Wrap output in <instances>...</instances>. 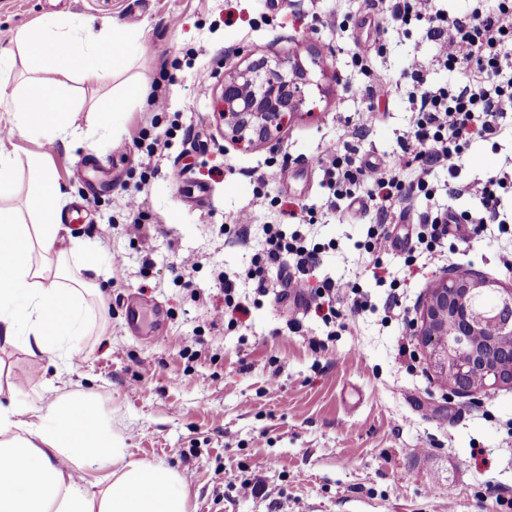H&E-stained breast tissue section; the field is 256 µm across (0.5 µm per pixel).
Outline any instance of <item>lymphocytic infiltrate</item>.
<instances>
[{
  "label": "lymphocytic infiltrate",
  "instance_id": "obj_1",
  "mask_svg": "<svg viewBox=\"0 0 512 512\" xmlns=\"http://www.w3.org/2000/svg\"><path fill=\"white\" fill-rule=\"evenodd\" d=\"M388 2V15L393 23L400 26L414 21L422 23L427 37L437 43V62L452 69L468 66L470 75L464 83L436 87L428 84L423 66L412 70V101L418 112L416 130L411 145L403 147L389 164L356 160L348 142L341 140L330 142L323 150L321 160L328 165L326 173L335 201L363 194L378 207L382 221L369 227L364 243L368 263L375 270L381 268L387 251L396 244L383 223L394 212L392 199L402 200L416 192L430 194L427 180L430 167L444 166L449 175H456L458 159L472 135L496 136L512 117V57L501 51L502 45L512 40V0H498L496 10L490 14L475 9L455 18L436 10L434 0ZM415 159L422 163L420 174L415 182L404 183L402 175ZM507 187H512V170L449 187V196L475 197L480 209L464 218L451 208L423 213L411 250L426 253L431 260L438 261L451 225L464 220L476 233L488 224L506 226L500 211V191ZM264 233V245L254 255L253 267L248 272L256 281L258 295L267 293L261 279L265 269H279L289 261L294 267L287 279L289 292L299 298L306 290H314L317 308L322 311L326 324L346 321L348 315L367 310L361 288H353L350 306L345 311L338 307L342 291L335 281L327 279L318 288H310L306 275L318 251L308 247L300 233L285 234L276 224L265 225Z\"/></svg>",
  "mask_w": 512,
  "mask_h": 512
}]
</instances>
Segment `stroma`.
<instances>
[{
	"label": "stroma",
	"instance_id": "35a3bbf8",
	"mask_svg": "<svg viewBox=\"0 0 512 512\" xmlns=\"http://www.w3.org/2000/svg\"><path fill=\"white\" fill-rule=\"evenodd\" d=\"M336 15L338 26L325 22ZM384 0H0V53L14 52L0 81L22 89L35 78L17 55L16 36L48 18L115 24L139 31L143 53L124 71L96 84L72 72L65 80L70 134L47 142L10 132V97L0 98V146L16 160L13 195L19 205L34 190L28 165L44 155L67 202L62 222L73 246V272L91 255L101 297L92 325L64 370L50 355L0 347V384L14 385L21 402L41 405L75 391L99 401L132 458L180 472L187 512H508L495 495L512 491V388L486 396L454 397L439 385L413 324L429 289L446 268L474 270L512 287V235L486 225L462 231L443 261L400 249L385 255L378 286L360 244L376 222L372 209L336 211L318 158L342 139L357 158L388 163L410 141L416 114L409 96L411 68L427 81L451 86L462 77L435 62L436 47L419 24L395 26ZM372 51L368 69L352 61V30ZM298 57L311 83L300 111L281 133L259 146L225 141L218 132L217 97L225 70L244 67L248 54ZM212 71L206 91L196 88L188 57ZM140 95L113 122L98 105L125 84ZM167 106L157 110L154 97ZM377 121L361 130L359 118ZM167 148L147 154L154 138ZM281 170L269 203L257 201L268 166ZM512 168V128L489 140H471L459 161L462 183ZM431 196L401 201L404 221L393 236L412 232L424 211L454 207L477 212V199L448 197V172L428 177ZM141 201L140 230L126 219L130 194ZM314 212L302 232L325 244L310 286L332 279L357 283L371 310L356 317L324 351L313 342L326 327L314 300L276 301L286 271L270 269L269 290L258 298L246 272L267 224H285L299 205ZM242 236L225 238L228 227ZM149 248H142V240ZM196 266L186 271L184 258ZM236 281L249 305L232 323L210 325L223 306L218 274ZM396 284L401 314L385 321L387 284ZM143 316L141 332L127 324L130 304ZM297 330H289V323ZM411 339L415 360L400 356ZM246 478L278 491L241 496Z\"/></svg>",
	"mask_w": 512,
	"mask_h": 512
}]
</instances>
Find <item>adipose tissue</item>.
<instances>
[{"label": "adipose tissue", "mask_w": 512, "mask_h": 512, "mask_svg": "<svg viewBox=\"0 0 512 512\" xmlns=\"http://www.w3.org/2000/svg\"><path fill=\"white\" fill-rule=\"evenodd\" d=\"M17 44L41 76L14 93L10 121L25 134L58 138L69 128L63 77L77 69L97 83L119 73L138 38L52 19L19 33ZM29 164L39 172L36 192L24 208L0 204V343L64 358L84 336L87 299L99 288L89 276L93 261L85 276H71L61 188L39 158ZM77 459L99 476L75 479L66 465ZM0 512H187L185 483L162 463L129 458L99 402L64 393L46 406L0 404Z\"/></svg>", "instance_id": "obj_1"}]
</instances>
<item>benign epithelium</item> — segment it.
Masks as SVG:
<instances>
[{
  "instance_id": "obj_1",
  "label": "benign epithelium",
  "mask_w": 512,
  "mask_h": 512,
  "mask_svg": "<svg viewBox=\"0 0 512 512\" xmlns=\"http://www.w3.org/2000/svg\"><path fill=\"white\" fill-rule=\"evenodd\" d=\"M308 70L266 55L224 74L218 115L234 142H266L299 111ZM415 335L439 383L453 395L512 385V288L474 272L450 269L429 289Z\"/></svg>"
}]
</instances>
